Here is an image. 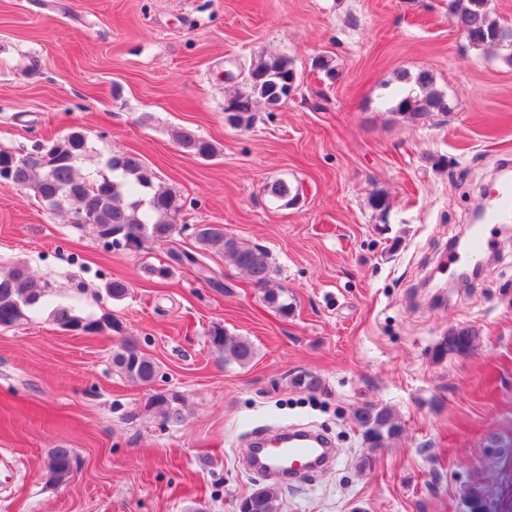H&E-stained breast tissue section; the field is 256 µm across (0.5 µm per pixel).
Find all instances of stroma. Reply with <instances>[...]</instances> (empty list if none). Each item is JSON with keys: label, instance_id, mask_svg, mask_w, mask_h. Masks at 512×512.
Segmentation results:
<instances>
[{"label": "stroma", "instance_id": "35a3bbf8", "mask_svg": "<svg viewBox=\"0 0 512 512\" xmlns=\"http://www.w3.org/2000/svg\"><path fill=\"white\" fill-rule=\"evenodd\" d=\"M282 52L300 73L290 99L256 105L250 128L225 123L230 73ZM421 71L448 109L413 122L383 84ZM184 128L215 156L182 149ZM73 130L92 148L85 168L139 153L187 224L267 248L293 310L218 252L206 279L173 263L195 250L189 233L108 251L91 225L0 184V267L25 264L53 299L0 326V512H236L264 481L243 459L252 435L291 426L324 433L339 459L289 483L281 512H465L473 483L512 512V231L487 226L488 261L463 283L449 248L512 164V64L470 45L448 0H0V149ZM279 179L297 204L268 195ZM159 265L169 278L149 274ZM113 279L125 299L107 296ZM57 301L122 330L63 331ZM463 323L473 350L440 352ZM216 327L253 359L225 363ZM127 338L159 363L155 387L183 396L181 425L162 426L145 409L155 387L113 367ZM302 373L319 389L297 387ZM368 403L401 427L374 450L353 421ZM62 447L76 461L56 484L46 462Z\"/></svg>", "mask_w": 512, "mask_h": 512}]
</instances>
